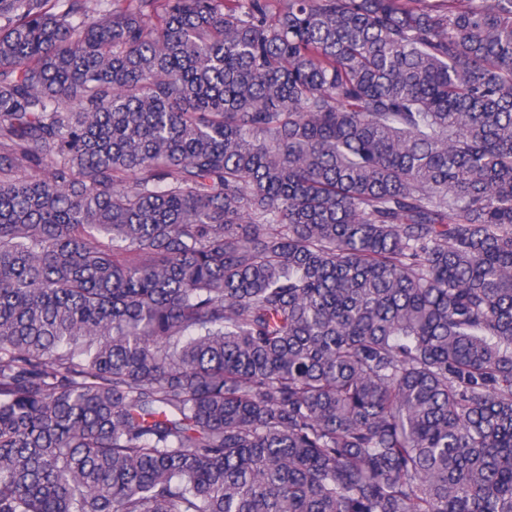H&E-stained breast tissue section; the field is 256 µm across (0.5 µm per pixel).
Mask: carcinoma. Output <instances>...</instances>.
<instances>
[{
  "mask_svg": "<svg viewBox=\"0 0 512 512\" xmlns=\"http://www.w3.org/2000/svg\"><path fill=\"white\" fill-rule=\"evenodd\" d=\"M0 0V512H512V0Z\"/></svg>",
  "mask_w": 512,
  "mask_h": 512,
  "instance_id": "carcinoma-1",
  "label": "carcinoma"
}]
</instances>
